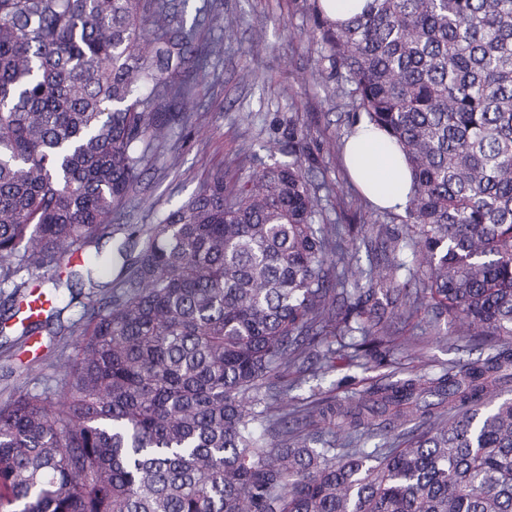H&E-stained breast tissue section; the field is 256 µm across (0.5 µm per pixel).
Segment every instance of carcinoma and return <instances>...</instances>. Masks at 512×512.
<instances>
[{
    "instance_id": "1",
    "label": "carcinoma",
    "mask_w": 512,
    "mask_h": 512,
    "mask_svg": "<svg viewBox=\"0 0 512 512\" xmlns=\"http://www.w3.org/2000/svg\"><path fill=\"white\" fill-rule=\"evenodd\" d=\"M309 9L337 89L410 169L385 263L357 264L299 156L212 177L116 247L111 288L54 308L81 306L51 385L29 372L0 401V512H512V0ZM222 51L169 0H0V292L59 287L68 255L110 269L90 247ZM406 249L422 271L402 280ZM422 311L503 346L320 399L303 419H339L330 438L273 414L288 369L332 365L330 327L350 359L382 357ZM378 421L414 427L366 448Z\"/></svg>"
}]
</instances>
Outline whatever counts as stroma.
Returning <instances> with one entry per match:
<instances>
[{
	"label": "stroma",
	"instance_id": "1",
	"mask_svg": "<svg viewBox=\"0 0 512 512\" xmlns=\"http://www.w3.org/2000/svg\"><path fill=\"white\" fill-rule=\"evenodd\" d=\"M218 12V24L203 23L207 11ZM173 22L194 28L199 40L222 42L207 77L197 88V106L185 124L176 126L169 142L150 154L140 189L119 221L153 224L188 199L216 174L246 179L256 168L288 161L296 150L310 169L320 192L340 199L344 221L404 230V213L371 206L349 180L342 143L357 114L337 107L334 82L315 80L318 57L308 0H173ZM306 127L308 138L288 144V125ZM180 165L168 169L169 153ZM453 322L427 329L424 315L399 323L386 360L349 362L336 358L330 371L311 366L290 372L288 401L305 408L325 398L358 397L369 385L395 380L410 372L435 375L448 365L486 358L497 341L488 336L455 339Z\"/></svg>",
	"mask_w": 512,
	"mask_h": 512
}]
</instances>
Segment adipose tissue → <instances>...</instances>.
Returning a JSON list of instances; mask_svg holds the SVG:
<instances>
[{
	"instance_id": "obj_1",
	"label": "adipose tissue",
	"mask_w": 512,
	"mask_h": 512,
	"mask_svg": "<svg viewBox=\"0 0 512 512\" xmlns=\"http://www.w3.org/2000/svg\"><path fill=\"white\" fill-rule=\"evenodd\" d=\"M350 175L367 199L377 207L404 210L411 179L400 151L372 125L358 123L345 146Z\"/></svg>"
}]
</instances>
